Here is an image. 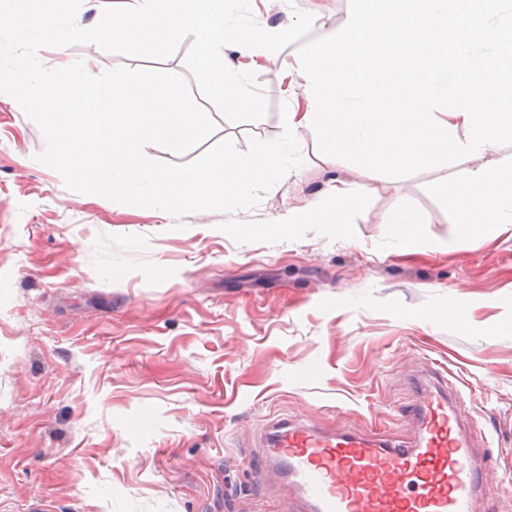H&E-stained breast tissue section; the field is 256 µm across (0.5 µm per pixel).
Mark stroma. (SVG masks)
Returning <instances> with one entry per match:
<instances>
[{
	"mask_svg": "<svg viewBox=\"0 0 512 512\" xmlns=\"http://www.w3.org/2000/svg\"><path fill=\"white\" fill-rule=\"evenodd\" d=\"M250 4L265 29L321 16L314 39L349 19L348 0ZM296 52L257 68L263 118H218L187 152L148 157L278 137ZM184 56L38 51L44 67L80 59L98 75L182 74ZM298 141L304 165L254 208L118 210L37 161L42 132L0 93V512H288L287 488L261 482L264 420L404 442L423 367L463 398L483 512H512V225L455 242L427 187L470 160L391 178L324 161L313 129ZM336 177L361 195L345 231L290 223L327 203ZM400 208L424 219L405 247L388 222Z\"/></svg>",
	"mask_w": 512,
	"mask_h": 512,
	"instance_id": "1",
	"label": "stroma"
}]
</instances>
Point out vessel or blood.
Listing matches in <instances>:
<instances>
[{"instance_id":"obj_1","label":"vessel or blood","mask_w":512,"mask_h":512,"mask_svg":"<svg viewBox=\"0 0 512 512\" xmlns=\"http://www.w3.org/2000/svg\"><path fill=\"white\" fill-rule=\"evenodd\" d=\"M460 399L424 384L409 443L278 421L264 472L287 481L294 512H475L485 486L462 433Z\"/></svg>"}]
</instances>
